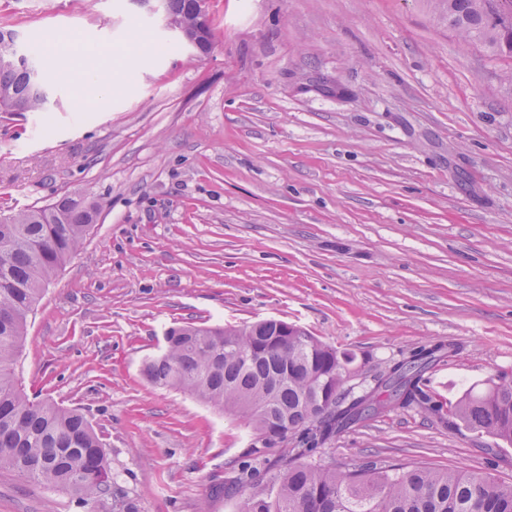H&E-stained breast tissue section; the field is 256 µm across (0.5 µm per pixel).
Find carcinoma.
I'll return each mask as SVG.
<instances>
[{
  "label": "carcinoma",
  "mask_w": 512,
  "mask_h": 512,
  "mask_svg": "<svg viewBox=\"0 0 512 512\" xmlns=\"http://www.w3.org/2000/svg\"><path fill=\"white\" fill-rule=\"evenodd\" d=\"M440 16L467 40L512 57L492 20L512 0H440ZM171 24L205 54L209 14L196 0H166ZM0 112H43L50 101L43 59L21 52L16 34L0 30ZM100 203L61 196L17 213H0V470L52 488H66L86 504H111V512H139L112 472L108 449L86 415L51 399L34 400L19 387L13 363L27 318L46 285L80 250ZM278 320L250 325L240 334L222 326L173 327L162 353L145 360L143 374L159 388L183 390L224 410L242 413L253 438L233 480L237 512H512V482L474 472L402 467L368 461L340 471L321 453L351 424L394 407H417L452 427L459 423L512 445V377L469 387L445 407L426 389L424 371L447 351L424 345L414 375H390L385 403L366 395L349 403L346 387L353 353L341 351L299 327L281 335ZM293 436L290 456L275 469L267 452Z\"/></svg>",
  "instance_id": "carcinoma-1"
}]
</instances>
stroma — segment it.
I'll return each mask as SVG.
<instances>
[{"instance_id": "35a3bbf8", "label": "stroma", "mask_w": 512, "mask_h": 512, "mask_svg": "<svg viewBox=\"0 0 512 512\" xmlns=\"http://www.w3.org/2000/svg\"><path fill=\"white\" fill-rule=\"evenodd\" d=\"M199 55L137 0H0L23 43L78 33L145 46L111 98L76 109L78 67L45 112H0V211L101 201L27 320L15 374L78 407L141 512H236L212 495L245 418L152 386L175 326L279 319L355 354L354 386L428 342L456 402L512 377V58L464 40L436 0H208ZM324 463L370 460L512 481V445L414 408L366 418ZM0 512H90L0 471Z\"/></svg>"}]
</instances>
